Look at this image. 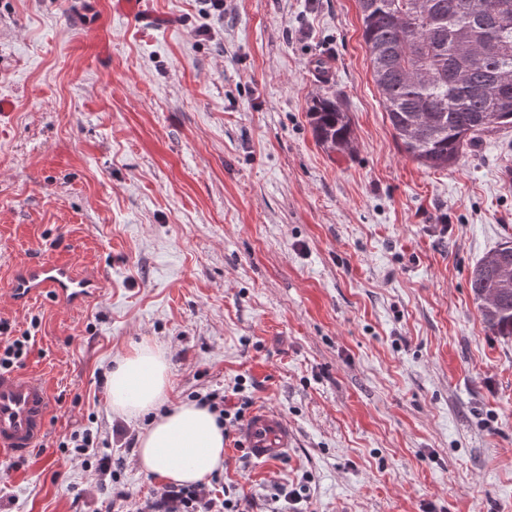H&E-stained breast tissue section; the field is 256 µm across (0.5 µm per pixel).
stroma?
Returning <instances> with one entry per match:
<instances>
[{
    "instance_id": "1",
    "label": "stroma",
    "mask_w": 512,
    "mask_h": 512,
    "mask_svg": "<svg viewBox=\"0 0 512 512\" xmlns=\"http://www.w3.org/2000/svg\"><path fill=\"white\" fill-rule=\"evenodd\" d=\"M323 94L349 151L313 135ZM0 98V289L72 254L108 281L79 311L0 304L52 401L38 450L0 459V512H136L164 490L128 449L152 414L110 396L145 342L167 405L241 381L287 419L274 464L226 427L206 487L244 512H512V337L469 283L512 241V129L445 170L408 157L357 0H0ZM84 431L112 475L66 447ZM308 117L317 141L326 149L343 152L352 146L351 118L339 97L316 98Z\"/></svg>"
}]
</instances>
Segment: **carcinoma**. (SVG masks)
I'll use <instances>...</instances> for the list:
<instances>
[{"label":"carcinoma","mask_w":512,"mask_h":512,"mask_svg":"<svg viewBox=\"0 0 512 512\" xmlns=\"http://www.w3.org/2000/svg\"><path fill=\"white\" fill-rule=\"evenodd\" d=\"M373 81L402 150L421 165H454L482 136L512 128V0H357ZM317 141L353 143L337 96L308 112ZM486 328L512 336V242L473 267Z\"/></svg>","instance_id":"1"}]
</instances>
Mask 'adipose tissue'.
I'll list each match as a JSON object with an SVG mask.
<instances>
[{"label": "adipose tissue", "instance_id": "obj_1", "mask_svg": "<svg viewBox=\"0 0 512 512\" xmlns=\"http://www.w3.org/2000/svg\"><path fill=\"white\" fill-rule=\"evenodd\" d=\"M168 384L161 350L147 344L133 348L112 371V407L127 416L155 414L134 458L141 472L179 486L196 485L224 467V428L207 408L194 403L156 414Z\"/></svg>", "mask_w": 512, "mask_h": 512}]
</instances>
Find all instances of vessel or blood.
Masks as SVG:
<instances>
[{
	"mask_svg": "<svg viewBox=\"0 0 512 512\" xmlns=\"http://www.w3.org/2000/svg\"><path fill=\"white\" fill-rule=\"evenodd\" d=\"M104 286L95 272L77 270L69 260L26 263L6 291L11 305L20 306L51 294L56 303L74 311L96 300ZM51 400L47 386L36 377L0 372V458L24 456L44 435ZM244 448L259 462L284 458L292 442L285 417L276 409H254L238 429Z\"/></svg>",
	"mask_w": 512,
	"mask_h": 512,
	"instance_id": "obj_1",
	"label": "vessel or blood"
}]
</instances>
